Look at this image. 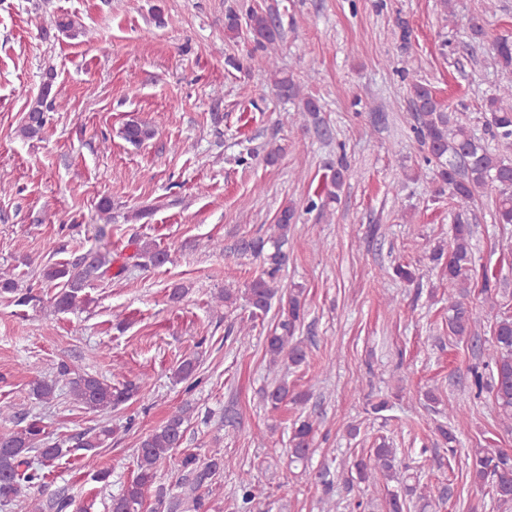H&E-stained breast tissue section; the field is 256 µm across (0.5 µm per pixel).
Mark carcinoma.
Wrapping results in <instances>:
<instances>
[{"instance_id":"cac0c4a2","label":"carcinoma","mask_w":512,"mask_h":512,"mask_svg":"<svg viewBox=\"0 0 512 512\" xmlns=\"http://www.w3.org/2000/svg\"><path fill=\"white\" fill-rule=\"evenodd\" d=\"M250 34L253 47L249 60H258L270 73L273 86L280 97L297 103L295 124L303 131L314 130L328 134L327 121L319 101L304 92L301 81L288 75L279 66L278 43L282 32L277 11L269 6H252L240 13L232 8L224 14V37L238 38L241 28ZM471 38L488 43V53L500 72L508 80L499 83L494 93L483 105L484 135L479 136L463 118L449 111L430 84L418 79L409 83V97L413 123L410 131L420 146L421 165L431 172V183L437 195L448 194V199L461 208L479 205L485 201L492 204L495 218L500 224H512V35L502 34L486 41V30L482 19L475 17L470 26ZM51 85L29 109V119L23 133L33 135L45 125L48 109L54 103L47 102ZM122 138L139 146L156 135V130L147 124L131 121L120 131ZM350 166L341 155L329 166L324 177V186L317 199L308 200V209L318 211L319 216L331 215L329 207L336 202L339 192L349 177ZM297 220L296 207L287 203L275 217L274 224L264 236L241 237L234 246V253L263 260L261 275L245 290L244 297L251 308V317L240 321L238 337H250L254 320L276 308L277 324L266 336V354L269 368L277 369L286 362L298 366L306 360L307 351L301 343L293 340L296 328L305 319L306 307L300 289L282 288L281 272L288 260L282 247L288 243L293 224ZM474 227L468 219L457 215L452 225V237L448 244H435L425 250V258L441 266L448 274V335L474 348L482 361V367L471 370L474 396L483 392L491 394L492 404L505 431L512 432V315L497 314L490 323L492 341H482L479 329L482 318L471 302L473 287L485 303L496 306L494 296L498 288L497 275L487 268L477 270L472 254L471 240ZM133 257L145 260L154 267L169 261L168 252L151 241L135 240ZM112 260L102 257L78 258L47 267L42 278L51 288L49 302L59 312H69L84 307L88 300L82 297L85 288L92 282L111 276ZM0 291L17 296L16 302L27 305L40 298L30 289L19 288V282L8 270L0 271ZM238 290L226 287L213 296L216 308H229L236 304ZM489 371L490 380H485L484 371ZM68 387L73 400L84 409L96 413H108L128 401L134 393L131 385L118 387L97 376L81 373L67 362L57 363L53 378L41 380L32 386V394L40 401L53 398L59 382ZM311 392H295L288 381L279 379L263 391L266 408L272 412L290 402L303 405ZM11 419L19 421L16 428L0 432V506H9L22 498L31 497L29 512H46L66 507L63 502L41 501L30 496V490L40 486L42 469L51 467L65 456L68 449L49 440L41 421L30 419L21 411H14ZM318 423L307 416L294 422L289 435V465L308 471L312 447ZM185 416L172 415L161 427L142 439L136 450V470L119 493L112 496L111 512H143L147 498H154L152 512H165L167 489L157 483L159 463L171 456L183 445ZM448 455L457 453V436L450 428H436ZM112 436V428L103 426L89 438H76L78 448H96ZM469 474L472 483L487 492L497 512H512V455L499 448H474L468 455ZM180 471L189 478L190 496L184 502L192 512H208L211 502L224 500V487L218 475L225 469L238 467L235 459L219 449L205 458L200 454L184 450L179 458ZM356 478L361 482L382 479L389 484L395 482L397 489L388 491V512H404L408 508L407 498H416L423 506H430L431 486L422 482L421 473H404L400 470L397 449L386 443L372 448L353 463ZM331 467L324 465L314 473L321 486V512H338L340 501L332 496L333 480ZM236 508L240 512L261 510L257 502L251 474L243 469L238 472Z\"/></svg>"}]
</instances>
